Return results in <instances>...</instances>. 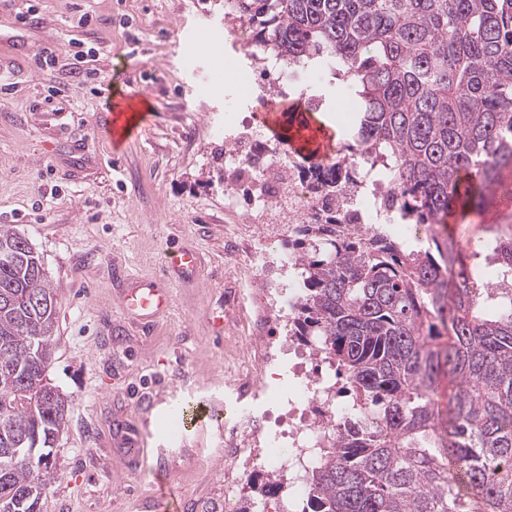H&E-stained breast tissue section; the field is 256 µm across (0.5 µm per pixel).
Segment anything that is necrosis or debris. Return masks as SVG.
Instances as JSON below:
<instances>
[{
  "mask_svg": "<svg viewBox=\"0 0 512 512\" xmlns=\"http://www.w3.org/2000/svg\"><path fill=\"white\" fill-rule=\"evenodd\" d=\"M225 80L236 86V96L224 105V118L215 128L228 149L225 162L239 178L248 182V203L255 215L276 210L292 224H371L391 229L394 212L384 204L393 186L386 178L347 158L346 148H337L336 160L313 166L297 161L278 142L240 116L244 102H256L271 110L283 104L287 73L279 61L253 56L250 69H242L234 58L220 57ZM294 254L263 245L249 261L250 280H268L270 273L287 271L288 280L279 284L264 301L268 320L293 316L301 295ZM298 349L293 337H266L254 348L252 374L235 384L234 405L224 410V487L234 494L257 471L266 470L280 479L268 497L255 505L257 512H270L278 504L282 512H299L308 496L306 477L318 463L321 436L336 419L347 416L337 387L326 371L306 373L302 364L290 363ZM286 366L288 389L281 395L285 421L272 423L269 411L256 408V401L269 391L268 369Z\"/></svg>",
  "mask_w": 512,
  "mask_h": 512,
  "instance_id": "4bbe7bcc",
  "label": "necrosis or debris"
}]
</instances>
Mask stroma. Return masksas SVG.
<instances>
[{"instance_id":"stroma-1","label":"stroma","mask_w":512,"mask_h":512,"mask_svg":"<svg viewBox=\"0 0 512 512\" xmlns=\"http://www.w3.org/2000/svg\"><path fill=\"white\" fill-rule=\"evenodd\" d=\"M35 13L20 14L27 6ZM219 43L249 67L228 34L220 0H0V225L24 235L40 255L58 300L56 344L47 373L68 400L56 447L57 477L40 512H156L151 467L178 490L175 512H222L224 442L215 419L250 370L235 326L258 297L244 275L261 242L244 209H226L224 113L214 93L224 74L197 43ZM56 50L51 69L36 58ZM93 54L96 81L73 72L76 51ZM149 88L148 104L136 94ZM324 104L282 115L281 130L313 122L343 139L351 98L319 88ZM133 110V131L111 148L98 129ZM500 200L450 226L464 242L490 237L506 221ZM173 239L198 250L195 281L171 279L174 300L150 328L124 308V268L157 278ZM230 321L216 334L213 318ZM178 409L203 402V426L185 425L178 444L157 435L158 398ZM147 436L146 462L119 447L118 431Z\"/></svg>"}]
</instances>
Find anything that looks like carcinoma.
I'll use <instances>...</instances> for the list:
<instances>
[{
	"label": "carcinoma",
	"instance_id": "1",
	"mask_svg": "<svg viewBox=\"0 0 512 512\" xmlns=\"http://www.w3.org/2000/svg\"><path fill=\"white\" fill-rule=\"evenodd\" d=\"M264 53L326 65L357 103L356 158L426 224L412 250L362 224H298L291 329L351 393L304 512H512V224L444 230L512 167V0H224ZM0 512H37L68 401L46 379L58 300L28 239L0 227ZM485 267L496 277L481 279ZM452 382L441 409L443 378Z\"/></svg>",
	"mask_w": 512,
	"mask_h": 512
}]
</instances>
